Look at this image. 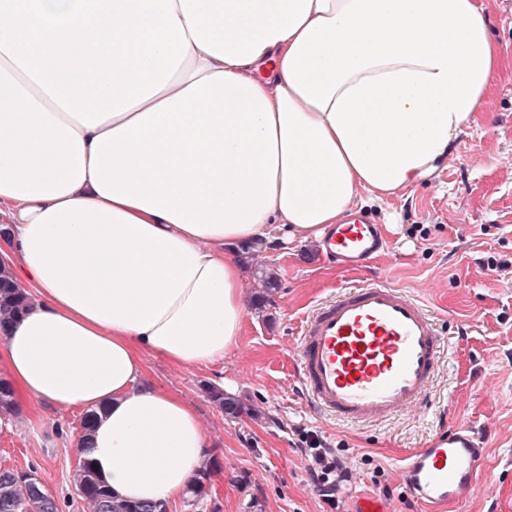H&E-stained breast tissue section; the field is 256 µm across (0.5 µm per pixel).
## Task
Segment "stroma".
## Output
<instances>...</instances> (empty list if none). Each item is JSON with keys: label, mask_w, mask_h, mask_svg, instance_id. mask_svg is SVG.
I'll list each match as a JSON object with an SVG mask.
<instances>
[{"label": "stroma", "mask_w": 512, "mask_h": 512, "mask_svg": "<svg viewBox=\"0 0 512 512\" xmlns=\"http://www.w3.org/2000/svg\"><path fill=\"white\" fill-rule=\"evenodd\" d=\"M356 209L380 224L391 249L360 272L327 261L313 241L270 245L249 262L247 312L224 359L178 367L145 354L144 382L197 410L207 457L221 465L197 507L169 512H355L363 496L387 512H426L400 484L405 458L458 422L473 425L485 450L478 483L436 512H512V57L491 84L475 128L463 131L437 170ZM279 286L258 300L254 272ZM386 281L432 311L446 344L424 402L368 425L313 413L299 383L295 345L305 316L340 288ZM225 382L256 416L226 417L206 385ZM77 409L25 404L0 432V467L35 470L61 512H79L73 481ZM332 448L350 477L335 505L322 498L304 452L307 435Z\"/></svg>", "instance_id": "1"}]
</instances>
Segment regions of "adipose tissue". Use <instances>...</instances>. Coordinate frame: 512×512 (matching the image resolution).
<instances>
[{
    "label": "adipose tissue",
    "instance_id": "1",
    "mask_svg": "<svg viewBox=\"0 0 512 512\" xmlns=\"http://www.w3.org/2000/svg\"><path fill=\"white\" fill-rule=\"evenodd\" d=\"M506 57L482 0H0V378L97 412L117 499L184 496L204 431L143 353L223 359L247 247L415 186ZM28 296L0 271V330L5 331L12 319L27 305Z\"/></svg>",
    "mask_w": 512,
    "mask_h": 512
}]
</instances>
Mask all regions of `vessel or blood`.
<instances>
[{
    "mask_svg": "<svg viewBox=\"0 0 512 512\" xmlns=\"http://www.w3.org/2000/svg\"><path fill=\"white\" fill-rule=\"evenodd\" d=\"M388 246L378 224L358 216L330 225L325 258L360 271ZM442 333L427 306L383 282L344 289L307 314L297 367L314 412L349 424L390 419L424 399L438 370ZM483 450L460 423L405 459L402 480L428 506L460 498L477 482Z\"/></svg>",
    "mask_w": 512,
    "mask_h": 512,
    "instance_id": "vessel-or-blood-1",
    "label": "vessel or blood"
}]
</instances>
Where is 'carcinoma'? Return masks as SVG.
I'll list each match as a JSON object with an SVG mask.
<instances>
[{"instance_id": "obj_1", "label": "carcinoma", "mask_w": 512, "mask_h": 512, "mask_svg": "<svg viewBox=\"0 0 512 512\" xmlns=\"http://www.w3.org/2000/svg\"><path fill=\"white\" fill-rule=\"evenodd\" d=\"M28 296L24 289L16 286L0 272V330H6L12 319L27 305ZM207 397L228 416L242 414L257 416L254 408L241 400L227 396L214 385L205 388ZM20 416L18 404L14 401L10 387L0 380V417ZM97 417L96 412L87 411L81 417V430L77 439V464L75 485L79 489L82 512H169L164 502L131 503L112 496L108 486L97 474L92 460L87 455V440L91 435ZM216 462L208 460L192 479L188 490V505L195 506L210 492V477ZM0 512H60L59 504L44 486L32 479L24 470L0 468Z\"/></svg>"}]
</instances>
